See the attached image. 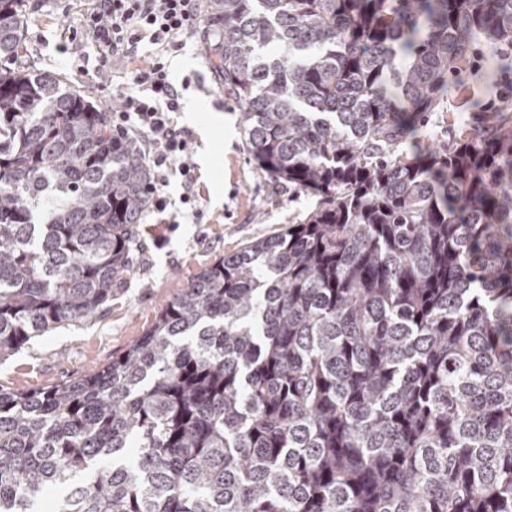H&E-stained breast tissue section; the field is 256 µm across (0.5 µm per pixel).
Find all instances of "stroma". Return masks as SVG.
Returning <instances> with one entry per match:
<instances>
[{
  "instance_id": "obj_1",
  "label": "stroma",
  "mask_w": 512,
  "mask_h": 512,
  "mask_svg": "<svg viewBox=\"0 0 512 512\" xmlns=\"http://www.w3.org/2000/svg\"><path fill=\"white\" fill-rule=\"evenodd\" d=\"M90 0H25L23 44L34 69L59 73L97 106H119L132 72L148 63L147 46L133 60L99 69V52L81 24ZM202 31L169 57L175 82H187L176 120L192 133L197 204L179 200L181 180L170 175L158 192L165 211L146 209L137 226L131 269L91 320L34 337L21 350L0 356V388L34 391L93 373L111 363L154 322L166 301L188 280L224 256L267 237L315 207L314 198L293 195L255 167L239 124V108L224 94L204 49ZM472 91L432 113L427 136L452 141L459 121L471 116ZM224 117L210 122L211 113Z\"/></svg>"
}]
</instances>
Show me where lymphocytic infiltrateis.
Masks as SVG:
<instances>
[{
	"label": "lymphocytic infiltrate",
	"instance_id": "obj_1",
	"mask_svg": "<svg viewBox=\"0 0 512 512\" xmlns=\"http://www.w3.org/2000/svg\"><path fill=\"white\" fill-rule=\"evenodd\" d=\"M203 0H95L83 16L84 32L103 52V64L129 57L141 41L156 52L147 68L135 70L133 87L121 92V103L112 109L113 131L133 133L148 148L156 175L178 172L183 203L196 200L195 168L188 158L192 135L172 120L182 108L181 96L167 65L168 52L179 47L185 35L196 31L202 20Z\"/></svg>",
	"mask_w": 512,
	"mask_h": 512
}]
</instances>
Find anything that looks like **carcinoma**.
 Wrapping results in <instances>:
<instances>
[{
  "label": "carcinoma",
  "mask_w": 512,
  "mask_h": 512,
  "mask_svg": "<svg viewBox=\"0 0 512 512\" xmlns=\"http://www.w3.org/2000/svg\"><path fill=\"white\" fill-rule=\"evenodd\" d=\"M0 0V356L94 316L152 171ZM256 168L317 205L94 373L0 389V512H512V99L406 151L512 0H209ZM512 58L474 74L486 93Z\"/></svg>",
  "instance_id": "obj_1"
}]
</instances>
